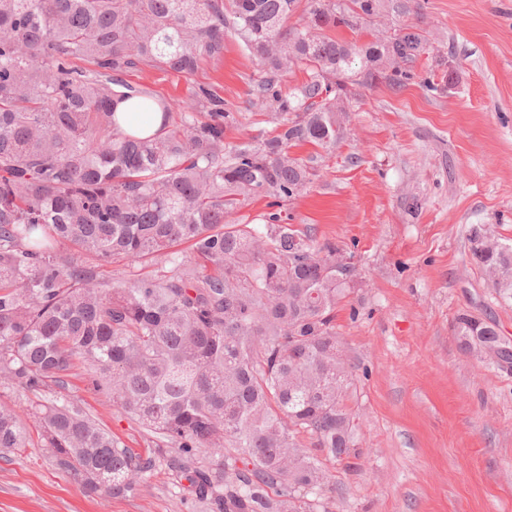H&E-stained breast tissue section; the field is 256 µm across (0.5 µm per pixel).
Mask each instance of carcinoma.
<instances>
[{
	"mask_svg": "<svg viewBox=\"0 0 512 512\" xmlns=\"http://www.w3.org/2000/svg\"><path fill=\"white\" fill-rule=\"evenodd\" d=\"M300 2L0 0V386L46 392L80 366L174 447L143 456L78 401L36 402L50 457L88 492L122 496L164 465L198 512H317L325 462L358 456L352 366L326 356L352 271L330 269L338 247H314L275 207L315 176L289 149L340 137L337 96L404 86L427 42L410 25L363 46L338 36L366 28L349 22L357 9L405 14L411 0H307L287 25ZM228 34L258 61L271 135L230 147L234 117L211 87L176 117L122 78L137 60L191 75ZM296 67L308 79L285 92ZM122 99L134 115L116 114ZM257 198L274 207L264 230L227 220ZM487 243L473 259L510 299L512 247ZM118 258L162 273L106 285L96 268ZM455 335L479 358L496 343L512 371L495 323L461 313ZM25 447L21 415L0 402V456Z\"/></svg>",
	"mask_w": 512,
	"mask_h": 512,
	"instance_id": "carcinoma-1",
	"label": "carcinoma"
}]
</instances>
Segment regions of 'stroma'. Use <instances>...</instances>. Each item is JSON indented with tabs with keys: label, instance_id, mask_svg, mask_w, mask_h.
Listing matches in <instances>:
<instances>
[{
	"label": "stroma",
	"instance_id": "stroma-1",
	"mask_svg": "<svg viewBox=\"0 0 512 512\" xmlns=\"http://www.w3.org/2000/svg\"><path fill=\"white\" fill-rule=\"evenodd\" d=\"M389 25L416 26L428 56L414 82L379 85L344 103L343 133L294 147L319 169L284 205L291 228L351 256L336 330L354 368L359 418L351 470L329 464L326 512H512V374L465 354L457 314L495 321L512 338L502 299L472 259L479 229L512 245V0H418ZM257 72L240 39L185 77L141 61L127 82L174 102L191 87L220 94L238 144L276 123L254 102ZM74 369L57 393L79 403L138 454L156 435L94 392ZM27 448L0 458V512H193L164 467L120 498L86 494L58 471L29 428Z\"/></svg>",
	"mask_w": 512,
	"mask_h": 512
}]
</instances>
